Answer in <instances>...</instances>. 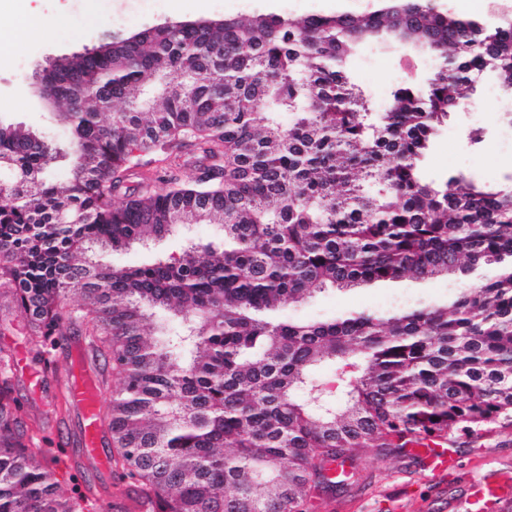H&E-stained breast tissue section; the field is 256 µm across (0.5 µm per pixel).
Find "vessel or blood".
I'll return each instance as SVG.
<instances>
[{"label": "vessel or blood", "instance_id": "1", "mask_svg": "<svg viewBox=\"0 0 512 512\" xmlns=\"http://www.w3.org/2000/svg\"><path fill=\"white\" fill-rule=\"evenodd\" d=\"M66 393L82 415L80 466L110 474L109 456L104 449L107 425L100 408V374L81 367ZM97 504L102 512H152L154 508L153 503L129 486L115 490L112 497L98 499ZM442 507L444 512H512V477L488 470L478 483L466 485L463 495L445 498Z\"/></svg>", "mask_w": 512, "mask_h": 512}]
</instances>
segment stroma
I'll use <instances>...</instances> for the list:
<instances>
[{
    "instance_id": "obj_1",
    "label": "stroma",
    "mask_w": 512,
    "mask_h": 512,
    "mask_svg": "<svg viewBox=\"0 0 512 512\" xmlns=\"http://www.w3.org/2000/svg\"><path fill=\"white\" fill-rule=\"evenodd\" d=\"M335 0H0V120L19 124L64 145L68 134L58 124L50 105L38 95L37 72L52 59L84 51L97 45L104 29L131 32L168 21L221 20L273 12L307 16L330 15ZM39 12L50 28L46 39L25 38L18 25L31 12ZM406 50L393 42L359 46L348 59V72L376 107H384L394 84L414 72L417 81H425L430 60L422 54L410 59L406 69ZM475 104L451 113L434 137L423 161L426 178L440 179L451 172L471 176L498 188L512 179V92L493 79L476 85ZM208 241L218 230L207 224L187 228L162 239L154 250L128 249L96 252L103 263L115 266L140 265L154 255L178 251L184 236ZM491 265L478 267L466 278L449 276L439 280L410 277L386 284H371L352 290H328L285 312L295 319H328L353 311L393 312L445 304L464 284L476 283L494 275ZM82 353L96 367L108 386H117L108 360L96 356L79 328H70L55 352V367L44 370L43 380H35L27 371L15 373L13 396L25 407H36L42 419L34 443L45 438H63L67 449L54 466L57 478L70 482L81 477L94 491L111 490L112 484L92 469L76 466L79 444L80 412L64 400L65 379L72 370L75 353ZM457 466L456 479L437 484L413 451L396 459L368 450L357 458L345 490H328L321 498L325 505L352 502L353 512H388L394 501L403 499L437 512L443 495L480 479L486 467H512V429L485 439L482 446L460 444L450 448Z\"/></svg>"
}]
</instances>
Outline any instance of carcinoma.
Wrapping results in <instances>:
<instances>
[{"mask_svg":"<svg viewBox=\"0 0 512 512\" xmlns=\"http://www.w3.org/2000/svg\"><path fill=\"white\" fill-rule=\"evenodd\" d=\"M384 37L434 68L396 85L371 122L346 66ZM489 75L512 90L511 17L384 0L365 14L104 31L40 78L70 134L63 180L52 140L0 121V300L37 362L71 326L112 362L111 461L159 512H311L313 479L345 484L338 460L512 426V186L420 169ZM185 147L193 172L174 176L162 162ZM193 224L223 237L139 267L92 259ZM481 264L496 275L448 305L283 315L329 287ZM324 364L342 372L334 391L314 374ZM12 378L1 355L0 512H91L62 488L53 449L32 447L39 416Z\"/></svg>","mask_w":512,"mask_h":512,"instance_id":"cac0c4a2","label":"carcinoma"}]
</instances>
